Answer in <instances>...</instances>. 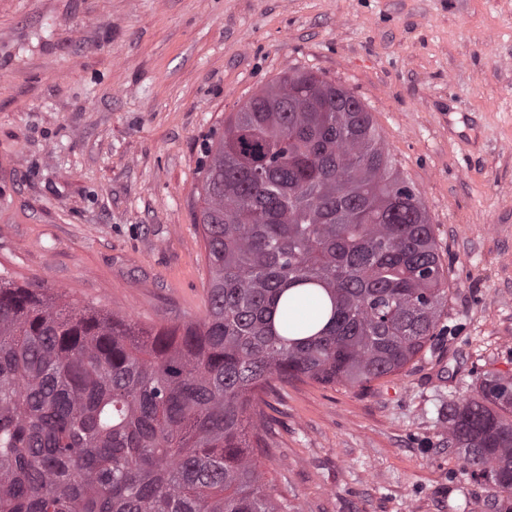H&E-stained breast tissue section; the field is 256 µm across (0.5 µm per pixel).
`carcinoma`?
<instances>
[{
	"label": "carcinoma",
	"instance_id": "cac0c4a2",
	"mask_svg": "<svg viewBox=\"0 0 512 512\" xmlns=\"http://www.w3.org/2000/svg\"><path fill=\"white\" fill-rule=\"evenodd\" d=\"M201 201V321L144 327L0 275V512H278L265 425L244 427L260 392L363 385L438 336L432 225L353 92L283 72L207 147ZM448 447L512 512L511 380L450 405Z\"/></svg>",
	"mask_w": 512,
	"mask_h": 512
}]
</instances>
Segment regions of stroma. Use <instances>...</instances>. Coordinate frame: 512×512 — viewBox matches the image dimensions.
<instances>
[{
	"label": "stroma",
	"instance_id": "1",
	"mask_svg": "<svg viewBox=\"0 0 512 512\" xmlns=\"http://www.w3.org/2000/svg\"><path fill=\"white\" fill-rule=\"evenodd\" d=\"M291 68L371 112L455 331L364 385L265 393L262 481L279 512H496L446 427L484 371L512 379V0H0V273L203 319L205 146Z\"/></svg>",
	"mask_w": 512,
	"mask_h": 512
}]
</instances>
